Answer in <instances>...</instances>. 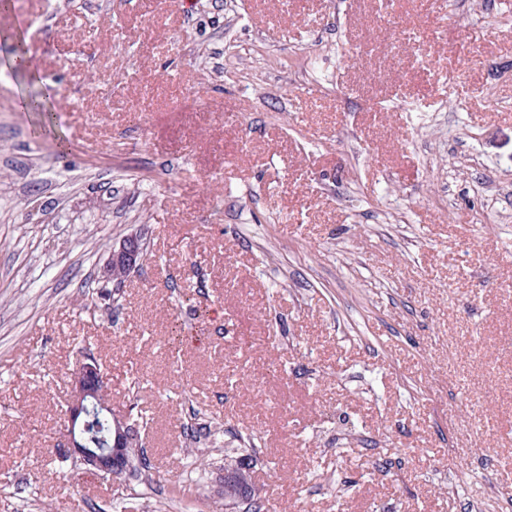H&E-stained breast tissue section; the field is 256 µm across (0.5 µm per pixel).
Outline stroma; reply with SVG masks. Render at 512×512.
Segmentation results:
<instances>
[{
	"label": "stroma",
	"mask_w": 512,
	"mask_h": 512,
	"mask_svg": "<svg viewBox=\"0 0 512 512\" xmlns=\"http://www.w3.org/2000/svg\"><path fill=\"white\" fill-rule=\"evenodd\" d=\"M89 2L0 12V512H224L250 433L262 512L511 495L512 0H398L392 33L377 0ZM87 355L145 421L114 480L51 455ZM143 247L141 244V240L137 236H131L125 239L118 249H113L103 268L104 278L108 280L112 279V282L117 283V285L121 284L125 281V278L128 276V269H136L140 266L143 260ZM113 264H122L124 266H115L112 269Z\"/></svg>",
	"instance_id": "stroma-1"
}]
</instances>
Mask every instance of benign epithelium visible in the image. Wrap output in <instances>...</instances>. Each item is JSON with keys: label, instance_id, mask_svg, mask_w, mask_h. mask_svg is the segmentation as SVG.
<instances>
[{"label": "benign epithelium", "instance_id": "1", "mask_svg": "<svg viewBox=\"0 0 512 512\" xmlns=\"http://www.w3.org/2000/svg\"><path fill=\"white\" fill-rule=\"evenodd\" d=\"M142 260L141 240L137 236H131L110 252L103 268L104 277L112 279L114 264H122L133 270L140 266ZM108 386V375L98 361L90 356L84 357L73 375L64 423L53 452L63 459L73 460L86 471L117 479L130 469V459L125 452L124 444L132 424L127 417L112 412V407L103 397V391ZM99 411L111 417L112 429L106 437V447L92 448L87 432L90 420ZM245 469L247 463L242 461L239 470L224 473V483L239 481L236 499L228 505L232 512L243 505L248 507L254 502L251 485L239 477V471Z\"/></svg>", "mask_w": 512, "mask_h": 512}]
</instances>
